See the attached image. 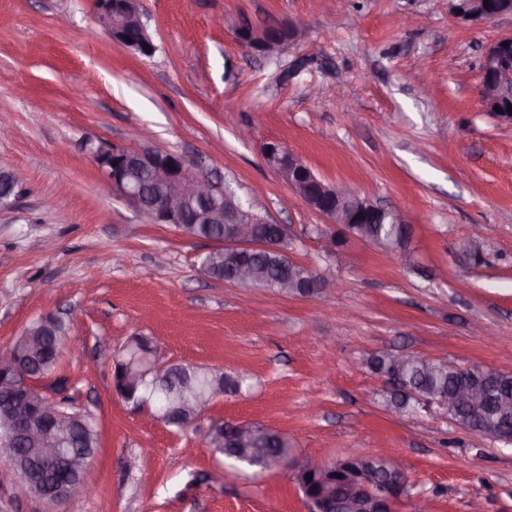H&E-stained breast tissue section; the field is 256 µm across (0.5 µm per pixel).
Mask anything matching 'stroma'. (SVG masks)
<instances>
[{
	"mask_svg": "<svg viewBox=\"0 0 512 512\" xmlns=\"http://www.w3.org/2000/svg\"><path fill=\"white\" fill-rule=\"evenodd\" d=\"M156 46L133 53L95 22L94 0H0V167L24 189L0 212V351L33 321L69 327L46 395L64 386L96 425L94 495L49 506L0 454V512H307L287 473L225 466L215 425L259 424L301 458L396 457L431 512H512V445L446 410L394 417L370 356L409 350L512 372V126L478 98L485 47L512 17L474 25L448 0H139ZM295 23L270 56L236 27ZM154 145L231 184L289 256L330 272L318 298L216 281L204 240L107 193L93 147ZM277 141L326 183L405 212L403 260L352 240L292 193L262 145ZM162 361L247 379L186 430L113 391L132 337Z\"/></svg>",
	"mask_w": 512,
	"mask_h": 512,
	"instance_id": "35a3bbf8",
	"label": "stroma"
}]
</instances>
